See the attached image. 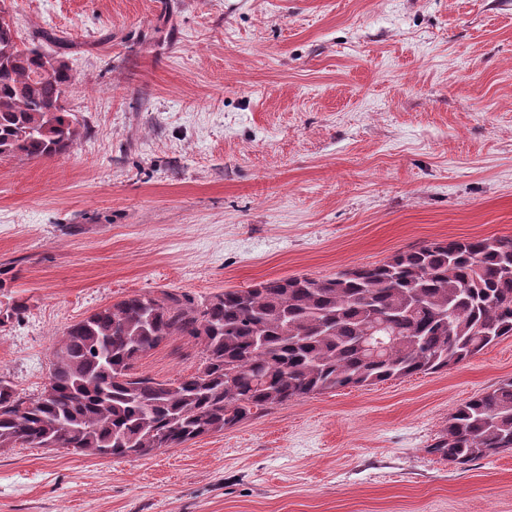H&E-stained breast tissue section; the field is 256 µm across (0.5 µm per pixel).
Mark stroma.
I'll return each instance as SVG.
<instances>
[{"label": "stroma", "mask_w": 512, "mask_h": 512, "mask_svg": "<svg viewBox=\"0 0 512 512\" xmlns=\"http://www.w3.org/2000/svg\"><path fill=\"white\" fill-rule=\"evenodd\" d=\"M72 44L65 153L0 159V376L134 294L326 278L512 236V0H5ZM175 336L142 357L194 373ZM512 337L434 373L292 399L139 457L0 448V512H512V450L451 465L448 416Z\"/></svg>", "instance_id": "obj_1"}]
</instances>
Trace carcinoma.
Listing matches in <instances>:
<instances>
[{
  "label": "carcinoma",
  "mask_w": 512,
  "mask_h": 512,
  "mask_svg": "<svg viewBox=\"0 0 512 512\" xmlns=\"http://www.w3.org/2000/svg\"><path fill=\"white\" fill-rule=\"evenodd\" d=\"M68 41L30 39L0 16V158L51 157L88 132L63 105ZM52 73L39 71L48 57ZM399 339L381 359L362 338L370 318ZM172 336L202 347L197 371L173 381L135 364ZM512 336V237L433 242L316 279L290 276L196 302L134 295L69 325L39 395L0 376V448L59 440L96 456L148 455L232 427L291 399L437 372ZM512 450V379L458 405L432 445L466 465Z\"/></svg>",
  "instance_id": "obj_1"
}]
</instances>
